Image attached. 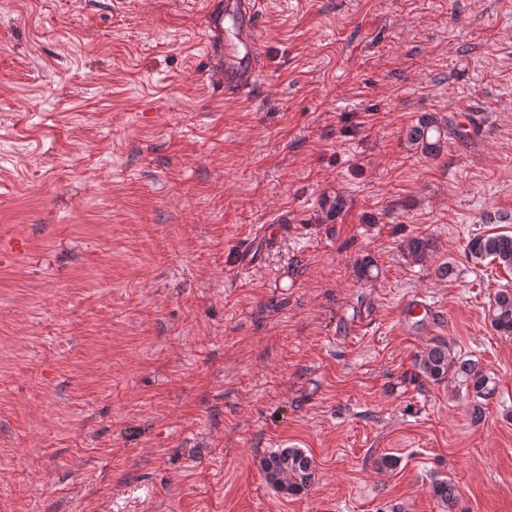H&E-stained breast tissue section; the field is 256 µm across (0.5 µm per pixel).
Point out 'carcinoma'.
I'll list each match as a JSON object with an SVG mask.
<instances>
[{"mask_svg": "<svg viewBox=\"0 0 512 512\" xmlns=\"http://www.w3.org/2000/svg\"><path fill=\"white\" fill-rule=\"evenodd\" d=\"M441 133L437 120L422 117L408 132V140L423 145L430 154L441 151L442 137L432 138L431 132ZM431 248L424 239H412L407 244L408 255L419 261ZM467 254L480 262L489 260L504 270L512 271V232H495L471 238L466 246ZM492 326L498 331L512 334V290H501L495 295L490 310ZM416 364L425 377L435 382L444 380L472 392V415H482V401L495 393L496 386L479 364L473 360L453 355L447 343H437L416 357ZM259 468L267 483L278 493L297 495L311 487L315 479L313 458L305 450L296 447L279 448L259 461ZM433 497L441 504L443 512H453L457 500V487L448 479L436 480L431 487Z\"/></svg>", "mask_w": 512, "mask_h": 512, "instance_id": "cac0c4a2", "label": "carcinoma"}]
</instances>
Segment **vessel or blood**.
<instances>
[{
    "mask_svg": "<svg viewBox=\"0 0 512 512\" xmlns=\"http://www.w3.org/2000/svg\"><path fill=\"white\" fill-rule=\"evenodd\" d=\"M257 13L258 0H239L236 36L224 46V91L227 94L247 95L260 79L255 27ZM413 317L418 318L421 324L431 326L435 323L436 311L429 304L411 297L402 306L401 318L406 321Z\"/></svg>",
    "mask_w": 512,
    "mask_h": 512,
    "instance_id": "1",
    "label": "vessel or blood"
}]
</instances>
